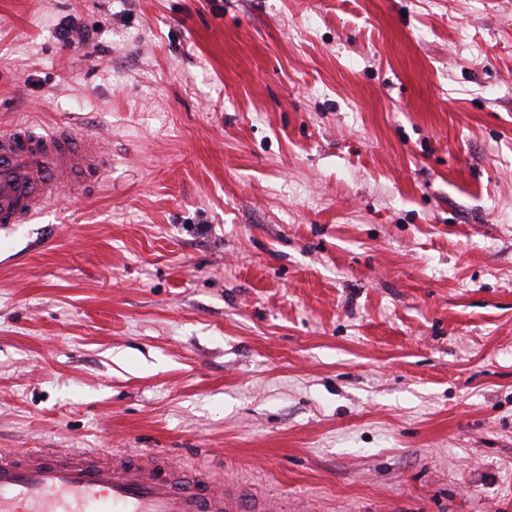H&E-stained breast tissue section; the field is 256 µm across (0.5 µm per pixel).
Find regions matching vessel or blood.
<instances>
[{
	"instance_id": "obj_1",
	"label": "vessel or blood",
	"mask_w": 512,
	"mask_h": 512,
	"mask_svg": "<svg viewBox=\"0 0 512 512\" xmlns=\"http://www.w3.org/2000/svg\"><path fill=\"white\" fill-rule=\"evenodd\" d=\"M108 160L67 126L24 122L0 133V226L43 210L74 182H96ZM280 497L215 483L164 453L109 448L0 450V512H287Z\"/></svg>"
}]
</instances>
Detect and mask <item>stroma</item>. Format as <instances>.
I'll return each mask as SVG.
<instances>
[{"label":"stroma","instance_id":"stroma-1","mask_svg":"<svg viewBox=\"0 0 512 512\" xmlns=\"http://www.w3.org/2000/svg\"><path fill=\"white\" fill-rule=\"evenodd\" d=\"M33 119L111 167L0 228V448L512 512V0H0Z\"/></svg>","mask_w":512,"mask_h":512}]
</instances>
